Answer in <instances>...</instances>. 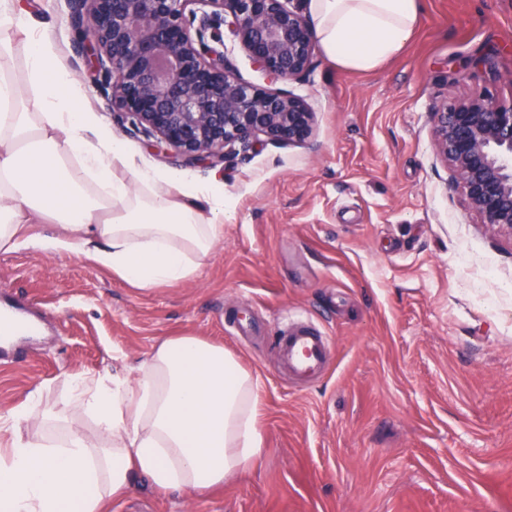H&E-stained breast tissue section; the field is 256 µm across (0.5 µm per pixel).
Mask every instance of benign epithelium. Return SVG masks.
Masks as SVG:
<instances>
[{
	"label": "benign epithelium",
	"mask_w": 512,
	"mask_h": 512,
	"mask_svg": "<svg viewBox=\"0 0 512 512\" xmlns=\"http://www.w3.org/2000/svg\"><path fill=\"white\" fill-rule=\"evenodd\" d=\"M77 53L95 58L93 85L112 111L186 165L249 150L254 140L308 143L316 112L291 93L238 79L228 28L273 81H298L315 50L300 0H69ZM211 11L197 14L190 5ZM435 148L469 209L512 238V101L480 95L431 112Z\"/></svg>",
	"instance_id": "1"
}]
</instances>
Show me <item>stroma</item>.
<instances>
[{"label": "stroma", "mask_w": 512, "mask_h": 512, "mask_svg": "<svg viewBox=\"0 0 512 512\" xmlns=\"http://www.w3.org/2000/svg\"><path fill=\"white\" fill-rule=\"evenodd\" d=\"M20 4L136 166L220 178L227 209L195 279L150 290L80 255L0 252V306L41 334L0 349V410L39 386L63 409L65 374L109 373L190 334L258 379L263 452L206 496L138 478L112 512H512V241L471 214L430 122L445 101L512 99V0H425L413 38L378 69L318 49L297 82H271L225 32L240 80L305 98L315 134L195 166L93 88L68 0ZM295 321L330 341L316 379L289 375L271 343Z\"/></svg>", "instance_id": "obj_1"}]
</instances>
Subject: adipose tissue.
Masks as SVG:
<instances>
[{"mask_svg": "<svg viewBox=\"0 0 512 512\" xmlns=\"http://www.w3.org/2000/svg\"><path fill=\"white\" fill-rule=\"evenodd\" d=\"M423 10V0L310 4L323 53L354 72L397 56ZM82 97L58 45L0 0V251L81 255L141 289L194 279L224 236L220 181L134 166ZM32 224L51 231L28 233ZM135 372L69 375L60 416L39 387L0 412V512H110L140 475L158 492L205 494L261 455L258 382L223 345L169 336ZM32 425L42 436L26 434Z\"/></svg>", "mask_w": 512, "mask_h": 512, "instance_id": "adipose-tissue-1", "label": "adipose tissue"}]
</instances>
